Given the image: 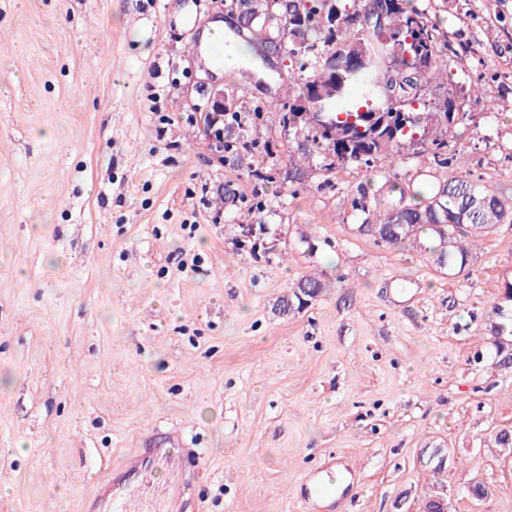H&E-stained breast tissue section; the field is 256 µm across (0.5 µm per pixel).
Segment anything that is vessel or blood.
<instances>
[{
	"label": "vessel or blood",
	"mask_w": 512,
	"mask_h": 512,
	"mask_svg": "<svg viewBox=\"0 0 512 512\" xmlns=\"http://www.w3.org/2000/svg\"><path fill=\"white\" fill-rule=\"evenodd\" d=\"M179 438L168 435L157 440L140 438L134 452L119 455L104 478L84 499L85 512H183L185 492L193 478L187 455L177 452ZM163 469L169 476L165 487H157L152 473ZM336 463L308 473L301 483V498L314 512H334L342 495L336 488Z\"/></svg>",
	"instance_id": "vessel-or-blood-1"
}]
</instances>
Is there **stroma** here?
Masks as SVG:
<instances>
[{"label":"stroma","mask_w":512,"mask_h":512,"mask_svg":"<svg viewBox=\"0 0 512 512\" xmlns=\"http://www.w3.org/2000/svg\"><path fill=\"white\" fill-rule=\"evenodd\" d=\"M479 85L449 135L471 180L512 191V0H419ZM239 0H0V512H84L121 450L176 433L202 512H308L329 456L356 482L336 512H512V223L451 276L360 235L382 186L457 165L402 144L337 163L291 104L285 54L264 81L215 75L196 33ZM241 124L218 150V95ZM310 146L304 169L293 161ZM326 287L280 314L304 275ZM483 486L482 499L468 488Z\"/></svg>","instance_id":"obj_1"}]
</instances>
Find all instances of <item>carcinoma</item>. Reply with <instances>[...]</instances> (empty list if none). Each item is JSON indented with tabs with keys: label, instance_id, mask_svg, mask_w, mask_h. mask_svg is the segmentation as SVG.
Segmentation results:
<instances>
[{
	"label": "carcinoma",
	"instance_id": "1",
	"mask_svg": "<svg viewBox=\"0 0 512 512\" xmlns=\"http://www.w3.org/2000/svg\"><path fill=\"white\" fill-rule=\"evenodd\" d=\"M385 29L365 24L367 16L382 9ZM248 14L262 20L260 29L253 31L249 44L262 51L279 47L297 69L295 85L304 104L288 107L282 121L292 125L306 123L304 114L320 109L332 113L355 115L360 110L382 112L402 125L397 138L385 139L369 126L355 131L352 151H339V137L314 128L313 141L326 146L343 165L370 166L378 160L395 159V149L401 143L427 145L438 165H446L448 149V99L455 95L458 105L456 124H462L468 91L453 80L452 60L448 59V40L439 33L427 10L416 0H251ZM368 52V66L360 71L353 68L333 70L324 59L327 54L340 55L346 63ZM445 89V94L427 97L430 87ZM441 118L430 126V117ZM477 191L489 199L499 215H507L512 223V195L495 193L485 186L462 177L437 185H429L406 201L407 192L399 191L398 200L390 207L366 216L358 229L370 231V225L385 230L406 225L401 237L389 236L384 243L400 245L422 235L431 246L436 264L448 275L463 271V263L472 258V248L492 232L489 218L483 212L463 213L467 194ZM465 224L476 230L455 231V225Z\"/></svg>",
	"mask_w": 512,
	"mask_h": 512
}]
</instances>
